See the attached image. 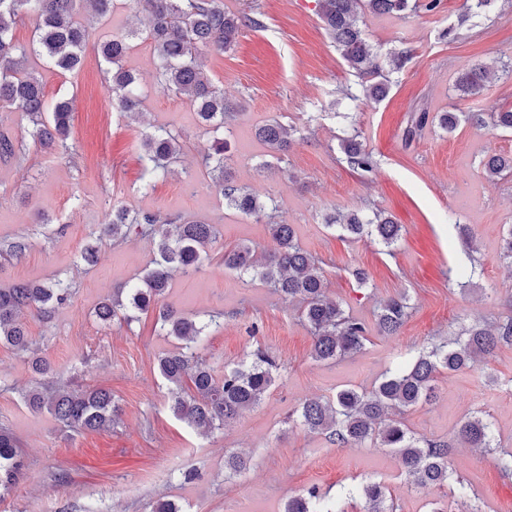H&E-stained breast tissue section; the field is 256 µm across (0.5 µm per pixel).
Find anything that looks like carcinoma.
Listing matches in <instances>:
<instances>
[{"mask_svg":"<svg viewBox=\"0 0 512 512\" xmlns=\"http://www.w3.org/2000/svg\"><path fill=\"white\" fill-rule=\"evenodd\" d=\"M114 0H0V110L24 112L33 123V136L41 147L55 150L65 147L69 133L71 103L66 98L49 104L42 82L26 71L31 54H39L62 73L78 71L88 41L86 27L76 20L83 4L92 7L94 17L112 12ZM136 9L147 19L148 33L158 60L162 88L185 95L196 108L203 124L217 132L234 116L235 106L224 97L203 71L199 50L224 52L245 27H262L259 19L245 13L224 10L222 0H134ZM318 14L327 34L348 66L368 77L363 99L379 102L389 93V85L380 76L378 53L358 25L365 11L403 16L417 8L411 0H317ZM25 16L34 21L32 42L21 46L14 40V29ZM128 44L126 37L114 38L98 46V52L110 66L112 108L132 112L140 104L136 78L123 65ZM500 65L512 67V59L496 58L479 63L456 78L455 90L461 96L483 92L489 70ZM492 127L512 131V109L490 113ZM462 122L486 125L481 112H439L429 116L422 110L406 130V138L435 123L453 132ZM296 129L273 122L256 128L255 135L275 154L288 152ZM349 166L369 172L374 161L354 134L342 140ZM144 157L150 173L158 176L168 170L181 150L179 135L166 129L153 130L142 138ZM226 140L216 137L207 149L205 167L215 189L226 206L246 216L267 214L268 205L259 195L236 183L224 163ZM483 167L488 178L512 172V155L486 156ZM329 228L347 236H375L391 246L400 238L401 225L378 211L365 220L358 213L329 215ZM154 213L112 209L108 223L101 225L99 236L124 240L130 232L157 242L155 265L129 288L125 296L109 297L101 302L96 316L103 323L128 325L140 316L158 312L160 331L182 341L175 352L158 358L160 376L167 385L172 414L190 427L204 433L221 430L245 411L259 405L274 384L279 370L277 359L260 347L249 351L246 360L224 367L216 374L200 355L197 344L221 328L217 317L197 321L165 302L172 272H196L208 256V247L220 235L214 224L184 221L175 225ZM274 249L257 256L246 242L224 249V268L250 274L271 290L300 303V318L312 338L311 357L319 362H335L360 353L368 342L369 327L347 313L328 296L327 282L318 257L298 243L291 224H271ZM72 296L71 285L56 280L47 284L14 283L0 288V345L11 347L24 357L31 369L33 384L22 394L24 405L33 413L47 412L61 427L77 432L107 430L120 422V406L112 392L94 386L76 388L62 382V372L41 355L30 340L20 314L28 311L48 320L56 309ZM408 298L402 295L380 303L374 314V330L381 336L399 334L410 315ZM512 344V316L484 320L460 327L453 337L432 338L407 363L387 374L370 390L352 387L336 392L335 399L308 398L288 416L306 432L324 436L338 448H390L400 458L405 480L417 489L449 487L456 512H479L476 493L448 470L451 444L446 440L418 438L407 428L403 415L413 408L436 401L437 380L445 372H457L487 361L502 345ZM456 440L469 448L498 452L502 474H512V451L495 444L493 425L484 415L466 417ZM26 464L12 430L0 424V499L9 495L25 476ZM364 512H394V504L385 484L367 482L359 488ZM285 512H343L311 487L305 493L288 498Z\"/></svg>","mask_w":512,"mask_h":512,"instance_id":"cac0c4a2","label":"carcinoma"}]
</instances>
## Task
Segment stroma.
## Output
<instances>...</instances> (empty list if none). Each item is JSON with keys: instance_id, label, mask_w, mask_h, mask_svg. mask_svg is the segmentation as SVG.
Segmentation results:
<instances>
[{"instance_id": "35a3bbf8", "label": "stroma", "mask_w": 512, "mask_h": 512, "mask_svg": "<svg viewBox=\"0 0 512 512\" xmlns=\"http://www.w3.org/2000/svg\"><path fill=\"white\" fill-rule=\"evenodd\" d=\"M461 5L442 0L431 13L362 16L390 85L384 100L366 105L358 98L361 80L328 37L316 0H224L226 10L262 22L243 29L232 49L204 58L214 82L240 105L224 126L226 163L237 182L275 201L277 222L294 225L301 246L323 259L329 292L346 312L369 322L381 301L399 295L412 308L398 336L370 335L360 353L336 363L312 358L311 337L294 304L259 280L225 270V246L245 241L261 254L274 242L265 220L228 208L210 188L202 156L213 132L186 97L159 88L146 22L137 19L133 0H114L103 20L84 16L89 39L79 71L64 75L29 58L27 68L48 99H70L71 127L65 148L50 152L34 142L25 113L0 112V133L25 148L22 159L0 158V244L20 237L27 243L22 257L0 253V284L71 282V302L50 321L26 318V328L65 378L111 389L122 415L116 428L76 433L49 414L30 413L19 392L32 375L14 350L0 345V423L19 439L27 464L0 512H37L42 505L49 512H153L159 500L174 502L180 512H283L289 497L312 486L343 512H360L357 489L368 481L386 484L396 512L450 504L448 488L409 486L394 452L341 450L286 418L304 398L371 389L427 339L449 335L460 323L512 314V264L497 258L502 232L512 225V174L491 180L483 170L488 153L512 154V132L463 124L447 133L433 125L404 138L423 110L512 108V73L496 71L476 97L454 91L457 76L474 64L512 55V6L495 0L464 22ZM451 27L457 36L444 37ZM120 34L130 37L123 64L136 74L141 93V111L133 116L113 111L98 53L101 42ZM407 49L411 59L393 68L390 57ZM273 120L299 130L279 158L253 133ZM153 126L178 134L181 152L170 173L146 190L141 135ZM353 133L373 157L370 172L352 170L340 148ZM119 206L218 225L209 261L198 273H174L168 299L200 320L223 313V328L199 344L216 371L258 345L282 364L262 402L211 436L193 431L168 408L157 358L179 342L161 335L156 315L128 327L96 317L98 305L153 268L157 256L155 242L132 235L101 242L97 262H83L84 248ZM359 209L383 211L401 224L397 244L342 237L323 222L325 214ZM461 224L472 246L464 245ZM474 259L483 271L473 277ZM358 268L368 272L367 284L355 280ZM437 392L433 405L405 415L415 436L453 440L459 422L479 411L492 422L498 445L512 450V345L488 363L439 376ZM233 452L250 458L237 475L224 470V457ZM448 467L472 485L481 512H512V479L501 477L495 453L457 447ZM185 470L196 472L193 482L178 480Z\"/></svg>"}]
</instances>
